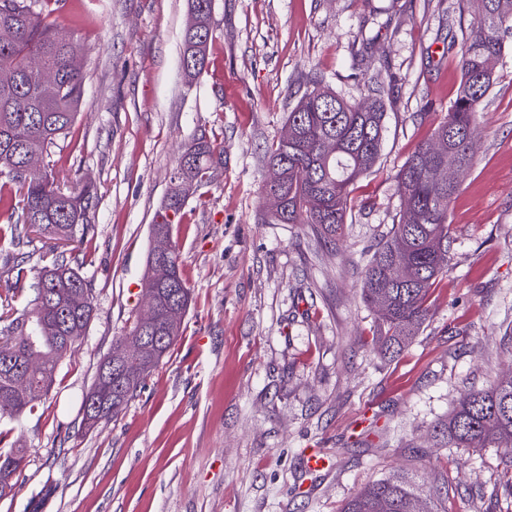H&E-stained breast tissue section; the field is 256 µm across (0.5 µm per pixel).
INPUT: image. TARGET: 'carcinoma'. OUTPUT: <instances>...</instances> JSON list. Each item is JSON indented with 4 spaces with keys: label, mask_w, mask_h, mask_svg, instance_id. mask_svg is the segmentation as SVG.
<instances>
[{
    "label": "carcinoma",
    "mask_w": 512,
    "mask_h": 512,
    "mask_svg": "<svg viewBox=\"0 0 512 512\" xmlns=\"http://www.w3.org/2000/svg\"><path fill=\"white\" fill-rule=\"evenodd\" d=\"M58 0H0V209L21 210L18 222L64 248L92 228L87 211L90 188L78 191L66 175L47 173L27 181L21 168L31 152L44 154L68 134L83 99L84 74L72 62L73 37L47 21ZM448 50L459 49L458 95L432 137L422 142L396 174L401 209L396 224L362 269V299L374 312L383 355L395 358L418 336L429 315L431 288L448 274V210L458 184L441 178L440 168L470 167L474 133L483 103L494 84L486 68L500 58L504 38L512 34V0H482ZM198 26L183 35L181 63L187 85L204 71L212 35L214 0H188ZM54 81L42 79L43 70ZM288 112L292 135L267 152L265 195L277 194L281 206L269 210V224H311L334 245L348 223L350 194L356 180L373 168L382 144L384 87L365 84L361 102L336 94L321 80ZM224 167V145L203 132L193 136L170 179L151 225L144 288H162L152 314L138 316L127 335L112 343L83 399L87 429L120 414L142 380L168 353L180 322L169 310L187 311L191 289L171 240L189 199L207 188ZM94 305L89 280L59 255L41 271L31 308L20 313L0 299V419L31 411L48 395L59 362L85 335ZM139 342L155 343L151 354L116 353ZM501 378L471 390L448 415L437 436L450 448H502L512 458V348ZM27 449L0 452V499L14 496V476L22 471ZM343 512H437L434 502L416 493L415 483L392 475L363 488Z\"/></svg>",
    "instance_id": "cac0c4a2"
}]
</instances>
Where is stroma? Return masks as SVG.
Masks as SVG:
<instances>
[{"instance_id": "stroma-1", "label": "stroma", "mask_w": 512, "mask_h": 512, "mask_svg": "<svg viewBox=\"0 0 512 512\" xmlns=\"http://www.w3.org/2000/svg\"><path fill=\"white\" fill-rule=\"evenodd\" d=\"M82 48L84 96L41 167L90 187L74 249L95 313L37 410L0 420L28 451L0 512H341L364 486L408 473L439 512H512V461L431 437L512 347V37L451 203V262L429 316L393 359L378 355L362 268L395 224L394 176L431 137L460 84L450 34L459 0H215L208 61L186 85L187 0H58ZM317 76L350 101L385 88L380 157L354 184L339 245L307 224H264L263 157ZM224 168L188 202L173 243L192 289L181 334L127 408L95 429L82 400L116 336L146 310L150 229L197 131ZM57 253L0 238V296L28 307ZM327 461L315 472L306 454Z\"/></svg>"}]
</instances>
